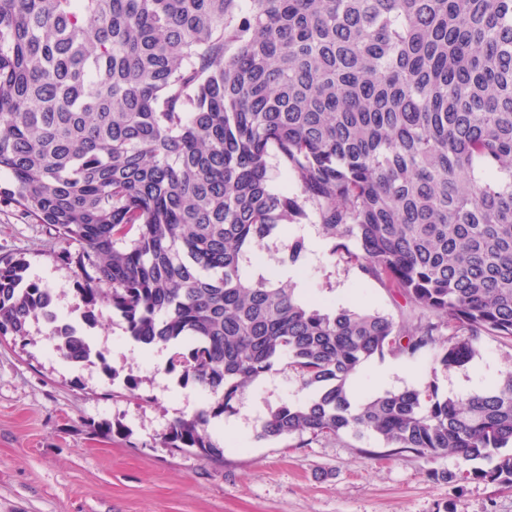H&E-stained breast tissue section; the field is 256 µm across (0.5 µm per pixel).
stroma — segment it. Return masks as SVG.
Returning a JSON list of instances; mask_svg holds the SVG:
<instances>
[{"label":"stroma","mask_w":512,"mask_h":512,"mask_svg":"<svg viewBox=\"0 0 512 512\" xmlns=\"http://www.w3.org/2000/svg\"><path fill=\"white\" fill-rule=\"evenodd\" d=\"M68 249L20 208L0 203V257L24 256L28 277L48 288L60 312L74 313L80 300ZM299 270L298 285L328 308L400 315L401 298L326 249L308 248ZM96 316L90 334L101 363L64 362L41 320L31 322L27 345L0 340V512H512V488L466 477L467 463L453 457L389 455L376 440L350 435L305 448L292 438H258L263 417L306 396L282 361L221 418L223 461L162 447L175 418L208 404L206 392L168 371L169 350L136 351L110 305L99 304ZM383 365L401 368L391 390L433 379L440 394L460 397L475 368L487 383L512 367V345L482 337L470 362L445 371L429 352L377 357L358 373V396L376 392ZM131 377L138 386L128 385ZM432 468L454 481L428 477Z\"/></svg>","instance_id":"obj_1"}]
</instances>
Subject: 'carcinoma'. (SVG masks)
<instances>
[{
    "instance_id": "carcinoma-1",
    "label": "carcinoma",
    "mask_w": 512,
    "mask_h": 512,
    "mask_svg": "<svg viewBox=\"0 0 512 512\" xmlns=\"http://www.w3.org/2000/svg\"><path fill=\"white\" fill-rule=\"evenodd\" d=\"M276 154L298 190L269 187ZM0 202L79 245L84 324L106 302L214 403L166 448L212 460L211 422L285 359L308 397L265 440L373 437L512 487V369L464 397L353 395L374 356L512 343V0H0ZM312 207L329 252L402 298L396 321L312 303L260 251ZM0 259V338L27 345L48 289ZM66 361L90 337L48 332Z\"/></svg>"
}]
</instances>
